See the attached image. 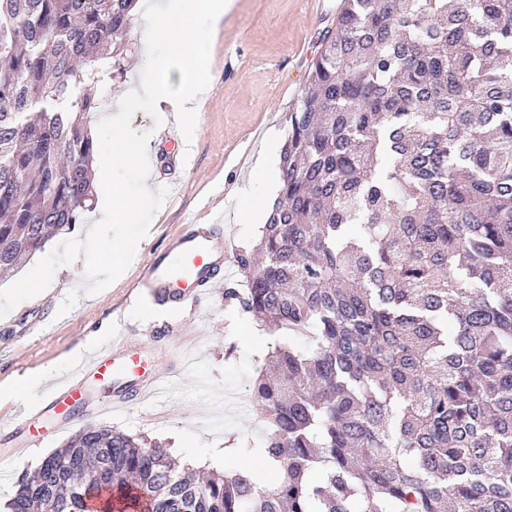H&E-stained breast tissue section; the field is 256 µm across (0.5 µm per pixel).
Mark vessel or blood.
Returning <instances> with one entry per match:
<instances>
[{"mask_svg":"<svg viewBox=\"0 0 512 512\" xmlns=\"http://www.w3.org/2000/svg\"><path fill=\"white\" fill-rule=\"evenodd\" d=\"M231 263V240L222 224H185L150 252L137 285L147 290L154 303L178 308L185 316L194 315L199 310L198 300L215 288L221 275L229 273ZM150 345V337L144 336L135 344L123 337L100 346L80 370L29 412L35 425L16 442V449L34 447L45 433L62 432L72 424L74 410L85 409L91 399L89 380L111 384V407L123 411L132 408L129 390H136L144 401L180 384L181 371L162 372L153 366L147 356Z\"/></svg>","mask_w":512,"mask_h":512,"instance_id":"1","label":"vessel or blood"}]
</instances>
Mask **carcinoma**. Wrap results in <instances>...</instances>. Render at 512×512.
I'll return each mask as SVG.
<instances>
[{"instance_id": "obj_1", "label": "carcinoma", "mask_w": 512, "mask_h": 512, "mask_svg": "<svg viewBox=\"0 0 512 512\" xmlns=\"http://www.w3.org/2000/svg\"><path fill=\"white\" fill-rule=\"evenodd\" d=\"M134 0H0V280L93 210L88 87ZM224 301L274 335V465L198 478L81 426L9 512H512V0H344Z\"/></svg>"}]
</instances>
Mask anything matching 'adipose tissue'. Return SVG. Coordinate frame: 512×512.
<instances>
[{
    "mask_svg": "<svg viewBox=\"0 0 512 512\" xmlns=\"http://www.w3.org/2000/svg\"><path fill=\"white\" fill-rule=\"evenodd\" d=\"M231 2L161 0L141 37L143 66L155 77L126 94L122 107L132 111L145 100L168 105L185 134L195 136L197 104L210 90L205 47L219 35Z\"/></svg>",
    "mask_w": 512,
    "mask_h": 512,
    "instance_id": "1",
    "label": "adipose tissue"
}]
</instances>
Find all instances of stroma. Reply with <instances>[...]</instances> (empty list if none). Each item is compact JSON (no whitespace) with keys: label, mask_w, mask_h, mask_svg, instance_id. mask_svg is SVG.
<instances>
[{"label":"stroma","mask_w":512,"mask_h":512,"mask_svg":"<svg viewBox=\"0 0 512 512\" xmlns=\"http://www.w3.org/2000/svg\"><path fill=\"white\" fill-rule=\"evenodd\" d=\"M340 4L236 0L235 11L225 18L209 51L212 88L199 107L198 135L185 145L178 196L166 199L139 242L132 265L111 286L72 297L54 285L46 295L24 300L0 318V389L22 384L31 373L49 367L66 376L73 367L69 354L93 332L104 343L119 328L128 336H152V355L160 365L168 351L192 343L193 362L178 391L133 411L105 414L98 424L161 442L182 464L202 471H233L247 460L248 449L262 446L269 426L251 406L250 387L271 350L269 333L250 335L246 316L225 305L220 285L202 299V320L195 329L185 328L178 312L161 306L149 319H140L132 300L134 277L148 251L161 244L163 232L184 224H207L220 217L233 249L255 243L260 227L247 223L245 215L253 168L270 140L284 142L287 115L299 103L321 33ZM140 49V42H133L123 76L99 90L102 106L89 130L112 115L113 99L134 83L151 80V73L138 66ZM131 123L154 136L153 167L162 173L168 152L164 133L174 126V117L147 104ZM218 392L232 403L221 415L210 410ZM68 438L65 432L51 435L19 453L11 441L0 440V502L9 499L21 473L37 467Z\"/></svg>","instance_id":"stroma-1"}]
</instances>
